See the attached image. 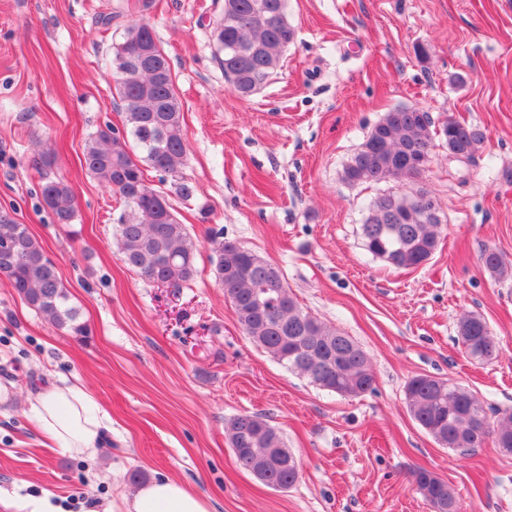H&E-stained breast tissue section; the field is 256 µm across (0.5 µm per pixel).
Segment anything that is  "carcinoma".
<instances>
[{
	"mask_svg": "<svg viewBox=\"0 0 512 512\" xmlns=\"http://www.w3.org/2000/svg\"><path fill=\"white\" fill-rule=\"evenodd\" d=\"M294 37L285 0H224L212 41L231 92L245 98L265 86ZM141 46L150 49L143 58L136 56ZM112 66L123 128L97 130L86 141L80 164L123 203L113 236L125 265L150 283L179 288L196 273L197 243L175 214L168 192L146 184V171L161 173L160 183H170L183 200L192 198L195 189L182 176L188 162L183 105L149 22L130 21L122 41L112 47ZM433 125L429 113L417 108L385 113L346 164L344 179L352 184L417 182L435 138L443 140L449 156L468 162L484 142L485 134L465 121L448 118L436 129ZM51 166V148L45 145L34 163L41 198L55 223L71 224L77 212L73 190ZM442 224L440 208L425 188L384 192L369 204L361 226L364 247L395 268L415 269L436 253ZM209 244L215 277L257 347L338 396H358L372 388L375 374L366 352L352 337L302 311L278 265L233 240L212 235ZM480 259L492 278L512 276V266L496 250H484ZM0 274L47 323L74 336L87 334L43 247L6 211L0 213ZM458 339L468 342L465 354L472 359L489 361L497 355L496 337L479 314L460 316ZM405 399L412 417L438 445L473 450L490 438L501 453L512 455L511 411L491 416L471 391L429 375L411 377ZM224 429L239 468L250 473L268 462L261 482L273 489H288L299 480L300 463L278 428L245 413L228 419ZM413 476L432 512H448L457 501L454 489L435 472L419 467Z\"/></svg>",
	"mask_w": 512,
	"mask_h": 512,
	"instance_id": "cac0c4a2",
	"label": "carcinoma"
}]
</instances>
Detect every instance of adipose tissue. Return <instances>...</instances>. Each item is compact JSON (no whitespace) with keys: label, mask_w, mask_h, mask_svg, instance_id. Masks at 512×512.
Masks as SVG:
<instances>
[{"label":"adipose tissue","mask_w":512,"mask_h":512,"mask_svg":"<svg viewBox=\"0 0 512 512\" xmlns=\"http://www.w3.org/2000/svg\"><path fill=\"white\" fill-rule=\"evenodd\" d=\"M39 428L51 443L78 455L93 454L109 417L76 383H53L32 405ZM127 512H211L209 503L181 481L162 475L140 486Z\"/></svg>","instance_id":"adipose-tissue-1"}]
</instances>
